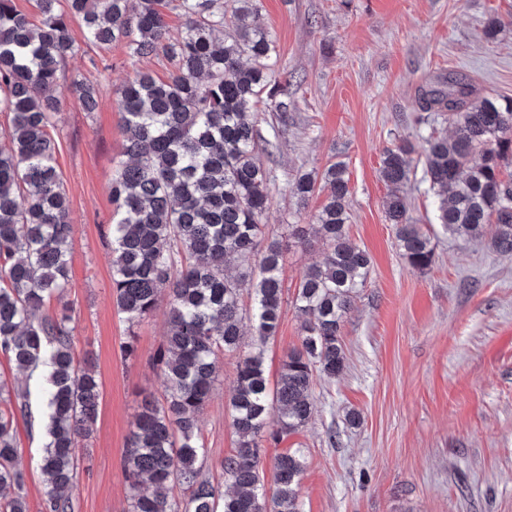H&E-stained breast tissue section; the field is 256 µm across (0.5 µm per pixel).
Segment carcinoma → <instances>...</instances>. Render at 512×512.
<instances>
[{
    "mask_svg": "<svg viewBox=\"0 0 512 512\" xmlns=\"http://www.w3.org/2000/svg\"><path fill=\"white\" fill-rule=\"evenodd\" d=\"M235 2L236 35L219 43L224 0H35L38 24L14 0H0V111L12 114L0 133V354L21 373L47 369L40 512H74L78 443L93 433L99 413L96 373L74 362L69 307L44 313L68 286L74 232L49 133L60 111L52 88L81 41H125L132 56H163L174 67L166 81L139 74L118 96L128 162L112 178V293L131 327L163 302L169 316L156 357L165 393L144 395L124 450L131 512H300L304 450L274 456L268 498L256 449L299 433L313 417L316 376L343 373L342 327L366 287L371 258L348 234L346 164L299 175L293 183L299 201L325 193L316 216L323 257L295 288L302 336L270 387L264 344L280 322L283 245L263 223L269 177L257 160L261 136L249 108L263 93L280 112L290 101L288 90L268 77L275 42L253 24L258 0ZM169 7L183 18L174 39L165 21ZM244 55L254 65L243 66ZM72 85L85 111L99 107L93 85L78 79ZM419 104L424 112L448 113L455 126L453 138L431 135L422 146L425 177L438 189V223L479 240L493 221L492 248L511 255L512 180L502 178V168L512 165V99L477 96L456 80L424 91ZM413 153L406 143L386 148L381 172L392 187L386 214L401 255L423 271L434 261V246L429 231L408 217ZM246 290L256 324L247 351ZM226 353L238 356L228 404L238 442L221 463L232 487L221 495L200 479L199 418ZM27 399L21 386L0 381V405L11 406L0 409V512H29L15 415L25 412ZM171 485L181 493L170 494Z\"/></svg>",
    "mask_w": 512,
    "mask_h": 512,
    "instance_id": "cac0c4a2",
    "label": "carcinoma"
}]
</instances>
